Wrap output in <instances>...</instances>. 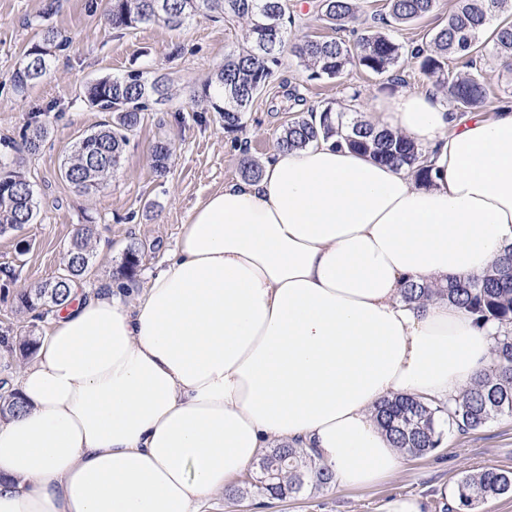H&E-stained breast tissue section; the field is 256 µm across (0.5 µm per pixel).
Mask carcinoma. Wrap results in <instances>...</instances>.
Wrapping results in <instances>:
<instances>
[{
    "label": "carcinoma",
    "mask_w": 512,
    "mask_h": 512,
    "mask_svg": "<svg viewBox=\"0 0 512 512\" xmlns=\"http://www.w3.org/2000/svg\"><path fill=\"white\" fill-rule=\"evenodd\" d=\"M435 4L436 0H389V17L396 25L408 24L431 13ZM319 7L325 21L333 25L356 20L353 0H321ZM202 8L248 24L249 48L225 55L224 64L205 85L200 100L201 111L219 113L224 130L234 132L241 127L248 107L279 64L285 47L288 0H107L103 17L107 25L120 30L150 24L180 29ZM498 14L511 15L512 0H457L446 23L432 31L427 47L414 50L420 70L426 75L442 74L450 56L473 65L481 51V35ZM493 38L499 54L512 59V21L500 22L493 30ZM65 46L57 30L50 26L42 28L8 78L14 94L22 97L42 82ZM358 49L354 54L342 41L308 38L294 44L292 53L311 80L339 78L353 64L383 75L393 70L403 55L402 46L381 34L361 38ZM168 91L166 76L150 77L140 70L100 78L90 84L84 92L85 100L97 111L110 114V119L76 143L64 163L65 180L83 194L104 188L120 164L129 134L138 128L153 105L168 97ZM446 93L463 110L480 106L486 98V90L477 78L462 79L452 74L447 77ZM47 135L41 113H30L22 134L23 148L29 153L39 150ZM330 139L377 161L405 165L422 181L429 177L423 149L414 142L386 130H376L363 121L349 122L343 111L330 106L312 109L290 122L277 146L302 148ZM173 152L171 142H156L152 150L156 173L167 172ZM35 210L33 185L19 158L0 159V234L31 223ZM94 237L93 226L79 229L67 246L64 267L54 280L21 294L18 309L32 313L63 304L71 285L90 271ZM139 252L140 247L133 244L124 254L122 270L130 282L139 265ZM438 296L460 305L480 324L500 325L502 332L492 348L493 368L448 402L432 405L412 397H396L377 405L375 416L380 426L396 448L414 457L438 448L446 427L467 433L499 416L512 415V258L504 257L482 279L452 281L441 288L410 283L403 291L408 303ZM36 343L34 336H19L10 326L0 328V348L6 352H17L27 358L33 354ZM7 384L6 380L0 382L3 417L14 412L18 404L16 392L7 389ZM259 470L252 488L258 495L270 498H283L333 483L329 469L307 449L288 445L265 451ZM508 493H512V472L484 469L466 473L456 483L453 512H475L480 503Z\"/></svg>",
    "instance_id": "1"
}]
</instances>
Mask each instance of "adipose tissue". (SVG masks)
<instances>
[{
	"instance_id": "1",
	"label": "adipose tissue",
	"mask_w": 512,
	"mask_h": 512,
	"mask_svg": "<svg viewBox=\"0 0 512 512\" xmlns=\"http://www.w3.org/2000/svg\"><path fill=\"white\" fill-rule=\"evenodd\" d=\"M369 123L429 181L330 142L275 149L196 205L134 303L75 294L0 419V512H202L266 449H313L343 487L404 459L384 399L444 401L491 366L495 324L406 283L485 275L512 246V106L456 117L435 90Z\"/></svg>"
}]
</instances>
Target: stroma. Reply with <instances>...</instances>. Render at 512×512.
Returning <instances> with one entry per match:
<instances>
[{"label":"stroma","mask_w":512,"mask_h":512,"mask_svg":"<svg viewBox=\"0 0 512 512\" xmlns=\"http://www.w3.org/2000/svg\"><path fill=\"white\" fill-rule=\"evenodd\" d=\"M47 3L0 0V140L20 139L29 113L38 109L44 110L50 128L41 148L24 156L37 200L36 216L21 230L0 235V266L15 271L9 279L0 275V325L17 320L16 299L21 293L57 275L70 239L84 224L95 225L96 235L83 288L90 292L105 283L135 243L141 257L132 291L140 293L176 248L190 210L225 183L241 179L244 157H270L288 123L302 112L347 105L358 119L378 96L433 87L434 78L422 73L410 50L456 6V0H438L433 12L418 22L386 28L378 18L387 14L388 0H355L357 21L334 29L320 20L319 0H288L289 41L334 38L352 45L367 27H374L403 45L405 55L397 70L401 80L388 81L359 65L349 66L337 79L311 80L286 52L245 112L241 129L228 133L218 113H197L194 98L223 64L225 54L244 44V21L204 11L180 30L162 25L115 30L105 24L102 12L87 10V0H60L52 14L46 11ZM45 21L62 33L68 47L54 60L49 77L25 96H16L6 81ZM482 54L478 74L487 99L481 112L490 115L512 101V65L503 64L491 46H484ZM130 70L167 75L169 99L147 112L131 133L109 186L94 195L79 194L62 178L61 168L75 142L106 118L88 106L85 88L94 80ZM164 139L174 141L176 151L168 173L160 177L152 168L151 152ZM481 469L512 472V416L498 417L468 433H444L432 453L405 457L399 472L371 488L333 484L264 505L258 495L243 492L238 477L208 502L206 512H384L387 502L402 498L419 499L422 512H443L440 490L455 487L462 475Z\"/></svg>","instance_id":"1"}]
</instances>
